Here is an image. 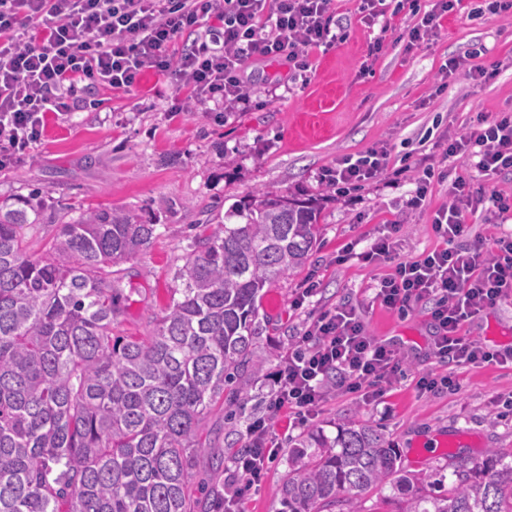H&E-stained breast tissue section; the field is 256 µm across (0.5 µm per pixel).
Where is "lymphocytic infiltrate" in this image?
Instances as JSON below:
<instances>
[{
	"instance_id": "f902f5d3",
	"label": "lymphocytic infiltrate",
	"mask_w": 512,
	"mask_h": 512,
	"mask_svg": "<svg viewBox=\"0 0 512 512\" xmlns=\"http://www.w3.org/2000/svg\"><path fill=\"white\" fill-rule=\"evenodd\" d=\"M330 0H0V167L21 159L42 135L45 116L70 110L77 87L128 92L144 72L171 77L184 90L176 111L211 106L217 119L244 111L251 95L243 79L251 60L287 56L310 67L308 48L334 43ZM181 52L172 45L184 34ZM448 155L475 159L477 176L512 171V113L479 117L474 131L445 138ZM388 153L373 148L343 159L324 180L345 191L377 178ZM512 218V198L475 191L458 178L448 206L431 224L440 248L396 264L380 280L375 299L389 309L424 303L435 324L431 346L440 362L478 367L512 364V348L493 351L460 336L462 325L487 309L512 303V232L461 246L469 220ZM403 373L399 353L370 336L356 307L324 311L297 337L277 372L270 415H314L331 382L373 400ZM249 445L235 462L242 482L229 506L260 484L275 452L268 418L251 423Z\"/></svg>"
}]
</instances>
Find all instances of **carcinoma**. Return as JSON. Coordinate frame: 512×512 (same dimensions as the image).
<instances>
[{
  "mask_svg": "<svg viewBox=\"0 0 512 512\" xmlns=\"http://www.w3.org/2000/svg\"><path fill=\"white\" fill-rule=\"evenodd\" d=\"M257 192L196 234L150 336H115L124 312L112 268L148 248L157 223L87 209L41 256L17 235L42 197L0 201V512H215L188 492L196 427L254 359L265 289L305 265L320 235L307 199ZM236 217L239 222L228 224ZM498 449L424 493L399 449L370 426L310 433L288 453L285 512H512V460Z\"/></svg>",
  "mask_w": 512,
  "mask_h": 512,
  "instance_id": "carcinoma-1",
  "label": "carcinoma"
}]
</instances>
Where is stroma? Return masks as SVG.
Instances as JSON below:
<instances>
[{"instance_id": "35a3bbf8", "label": "stroma", "mask_w": 512, "mask_h": 512, "mask_svg": "<svg viewBox=\"0 0 512 512\" xmlns=\"http://www.w3.org/2000/svg\"><path fill=\"white\" fill-rule=\"evenodd\" d=\"M432 5L386 0V23L380 26L363 18L358 0H332L336 42L310 48L304 73L284 59L249 62L244 77L253 104L222 122L202 111H172L176 90L167 76L154 72L129 93L102 86L80 91L78 108L49 113L40 141L0 171L1 198L45 195L42 223L20 231L36 256L48 249L65 213L114 206L160 220L153 245L120 266L126 301L114 328L118 336L152 335L197 225L216 221L258 191L319 200L321 234L306 265L275 282L264 297L256 352L261 371L241 392L225 391L199 423L203 448L195 486L228 483V473L214 472L212 460L232 463L245 445L246 424L225 419V410H243L247 418L265 414L289 345L321 312L344 302L359 308L370 335L400 351L404 374L369 402L331 390L304 426L292 413H281L271 428L279 453L262 485L245 497L244 512H282L278 490L294 440L312 431L335 437L349 420L380 429L399 448L403 468L431 482L450 475L459 460L476 463L492 448L512 452V412L495 403L512 391V365L459 367V392L420 394V376L447 370L429 350L434 323L424 305L403 315L374 299L375 285L396 262L437 247L433 216L447 204L453 179L473 170L469 155L444 156L440 137L473 131L479 116L512 113V10L476 18L472 0H463L436 38L410 45L408 32L418 21L413 8L427 11ZM468 50L475 65L496 70V77L454 75L439 85L448 58ZM375 146L389 152L388 167L377 179L344 197L323 182L342 157ZM427 166L437 174L431 191L422 208L408 210L416 173ZM389 224L402 227L391 259H342L346 246L365 249ZM309 278L318 281L319 292L294 308ZM461 333L497 348L498 337L512 335V305L488 310ZM459 433L467 437L463 446L441 452L439 441Z\"/></svg>"}]
</instances>
